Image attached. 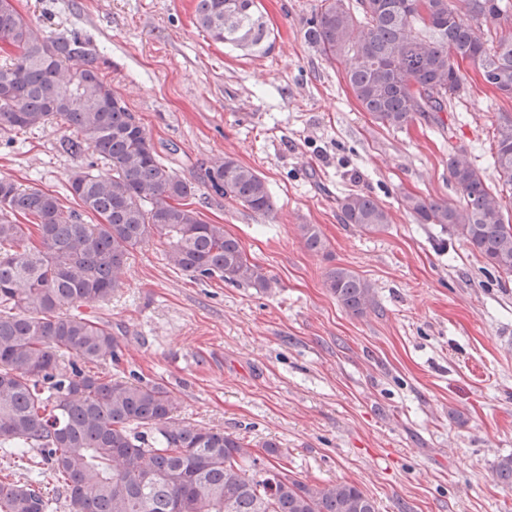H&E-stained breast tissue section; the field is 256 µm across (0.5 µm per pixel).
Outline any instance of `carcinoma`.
<instances>
[{
  "label": "carcinoma",
  "instance_id": "cac0c4a2",
  "mask_svg": "<svg viewBox=\"0 0 512 512\" xmlns=\"http://www.w3.org/2000/svg\"><path fill=\"white\" fill-rule=\"evenodd\" d=\"M321 0L307 21L306 41L332 62L375 123L402 129L438 119L465 92L461 64L483 84L512 98V0ZM196 26L212 41L254 52L270 50L271 31L257 0H196ZM0 129L47 124L71 130L67 150L90 153L69 193L81 210L54 195L0 177V452L39 449L49 475L62 482L70 512H376L348 483L309 484L280 464L267 441L186 424L173 416L170 391L122 376L102 377L89 364L118 361L106 322L69 316L74 305L105 302L121 286L130 254L146 239L166 241V258L195 280L218 278L268 293L276 281L251 264L238 239L194 207L197 184L158 154L146 128L101 74L100 58L79 36L50 37L15 0H0ZM78 62L74 67L71 62ZM493 187L465 155L448 159L460 206L406 194L403 209L419 224L450 227L492 267L512 274V121L497 128ZM207 191L270 216L271 191L232 157L205 169ZM342 222L365 233L391 224L387 207L365 193L339 200ZM21 214L27 223L12 216ZM98 219L85 222L84 215ZM305 247L326 242L315 224L299 225ZM325 285L350 314L373 306L372 285L335 267ZM512 489V458L494 467ZM56 498L39 476L0 480V512H53Z\"/></svg>",
  "mask_w": 512,
  "mask_h": 512
}]
</instances>
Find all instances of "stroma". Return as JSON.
<instances>
[{
	"label": "stroma",
	"mask_w": 512,
	"mask_h": 512,
	"mask_svg": "<svg viewBox=\"0 0 512 512\" xmlns=\"http://www.w3.org/2000/svg\"><path fill=\"white\" fill-rule=\"evenodd\" d=\"M258 4L274 35L263 55L213 42L195 0H16L45 34L78 33L104 57L105 79L178 175L198 181L230 156L273 196L269 217L215 196L199 209L277 288L191 279L150 238L109 302L75 310L118 340L119 362L99 371L166 387L186 423L277 442L298 479L355 484L378 512H512V491L493 479L512 456V274L400 205L407 192L457 203L448 159L462 151L494 179L512 99L466 65L469 89L439 123L379 126L342 65L304 38L320 0ZM67 137L54 124L0 130V177L73 207L68 182L86 158ZM350 193L390 210L385 231L342 223ZM302 224L318 225L323 251L304 247ZM335 266L372 284L364 315L325 287Z\"/></svg>",
	"instance_id": "obj_1"
}]
</instances>
